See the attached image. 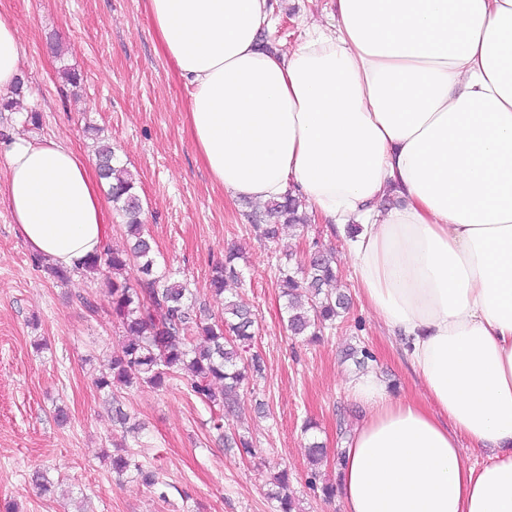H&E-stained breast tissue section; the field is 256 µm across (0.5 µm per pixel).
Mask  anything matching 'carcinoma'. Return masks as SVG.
I'll list each match as a JSON object with an SVG mask.
<instances>
[{
  "instance_id": "1",
  "label": "carcinoma",
  "mask_w": 512,
  "mask_h": 512,
  "mask_svg": "<svg viewBox=\"0 0 512 512\" xmlns=\"http://www.w3.org/2000/svg\"><path fill=\"white\" fill-rule=\"evenodd\" d=\"M112 156L110 144L98 147L101 177L108 186L113 208L126 219L129 246L118 250L109 244L102 252L85 258L81 266H51L50 274L65 282L74 274L91 276L104 268L115 274L136 263V284L109 282L112 310L125 339L99 370L97 389L112 397L113 419L124 428L128 416L117 405L114 389H159L170 380H184L195 396L218 408L212 422L213 428L221 431L224 413L238 407L245 381L261 373L259 359L242 354L244 345L252 339L253 313L238 298L224 296L225 281L238 278L234 265L237 253L225 254L224 263L214 268L210 280L212 292L224 298L221 315L216 317L194 306L187 284L160 270L152 240L140 220L142 204L136 180L127 168L114 166ZM252 220L265 225L263 235L273 241L278 238L279 225L303 224L307 217L300 211V203L286 196L268 202L264 210L252 214ZM279 273L285 298L283 320L291 335L317 339L335 326L336 319L349 313L351 299L335 287L333 258L326 252H311L303 266L287 262ZM110 466L119 475L135 473L160 500H167L168 484L160 479L159 472L144 467L133 455H114ZM272 485L275 490L269 496L279 503L280 512H295L296 497L290 489L288 471L283 469L274 475Z\"/></svg>"
}]
</instances>
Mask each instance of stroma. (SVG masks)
<instances>
[{
	"instance_id": "stroma-1",
	"label": "stroma",
	"mask_w": 512,
	"mask_h": 512,
	"mask_svg": "<svg viewBox=\"0 0 512 512\" xmlns=\"http://www.w3.org/2000/svg\"><path fill=\"white\" fill-rule=\"evenodd\" d=\"M272 23L258 39L281 52L304 35L303 22L327 24L334 0H271ZM16 22L23 48V107L0 112V127L34 138L62 137L93 156L87 126L101 129L117 165L137 180L141 219L161 259L187 280L198 301L221 306L209 292L211 271L227 249H239L240 277L228 284L255 314L250 353L262 371L251 380L240 411L213 429V408L179 381L153 390H122L118 400L139 436L124 435L112 405L94 383L98 369L123 340L112 312L106 275L57 282L36 267L0 200V504L18 512H278L271 479L287 470L301 512H342L307 485L306 447L323 442V481L336 479V450L366 415L344 383L358 370L379 374L398 394L417 396L419 379L396 340L356 295L353 265L333 226L312 221L281 228L266 242L245 203H230L198 162L186 124L187 92L157 46L144 0H0ZM79 73L71 85L61 68ZM39 126L26 122L28 111ZM330 251L337 284L352 297L350 313L319 342L291 339L281 318L278 265L284 252L306 261ZM373 355L357 368L348 349ZM65 407L66 425L55 420ZM313 422L303 432L304 422ZM249 437L254 454L231 448L234 433ZM124 449L159 469L173 485L160 501L133 475L101 459ZM41 471L44 492L29 476Z\"/></svg>"
}]
</instances>
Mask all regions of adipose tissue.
<instances>
[{"instance_id":"adipose-tissue-1","label":"adipose tissue","mask_w":512,"mask_h":512,"mask_svg":"<svg viewBox=\"0 0 512 512\" xmlns=\"http://www.w3.org/2000/svg\"><path fill=\"white\" fill-rule=\"evenodd\" d=\"M145 5L213 182L359 224V291L422 383L347 381L367 415L341 446L343 512H512V0H335L285 54L258 44L268 0ZM20 62L0 13V96ZM0 157L32 253L71 268L102 251L104 183L67 140L17 135Z\"/></svg>"}]
</instances>
